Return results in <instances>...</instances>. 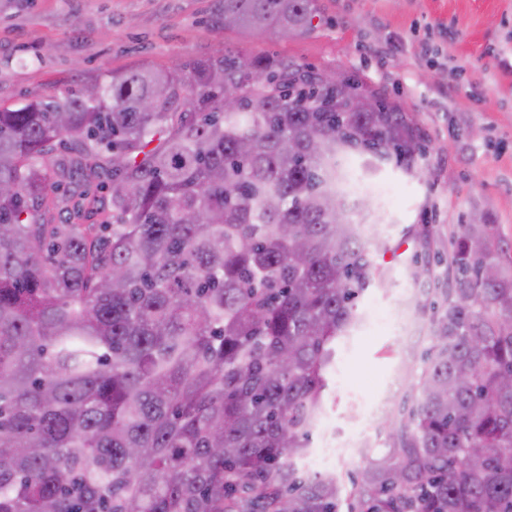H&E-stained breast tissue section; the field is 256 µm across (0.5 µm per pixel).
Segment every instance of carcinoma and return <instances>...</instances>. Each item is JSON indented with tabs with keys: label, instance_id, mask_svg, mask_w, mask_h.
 I'll list each match as a JSON object with an SVG mask.
<instances>
[{
	"label": "carcinoma",
	"instance_id": "1",
	"mask_svg": "<svg viewBox=\"0 0 512 512\" xmlns=\"http://www.w3.org/2000/svg\"><path fill=\"white\" fill-rule=\"evenodd\" d=\"M318 11L223 18L294 38ZM353 95L374 109L336 111ZM349 155L416 176L420 130L349 77L258 56L0 110V512H512V278L487 224L457 238L385 455L344 499L297 467L357 298L396 275L346 207Z\"/></svg>",
	"mask_w": 512,
	"mask_h": 512
}]
</instances>
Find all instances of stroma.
Returning a JSON list of instances; mask_svg holds the SVG:
<instances>
[{
    "label": "stroma",
    "instance_id": "obj_1",
    "mask_svg": "<svg viewBox=\"0 0 512 512\" xmlns=\"http://www.w3.org/2000/svg\"><path fill=\"white\" fill-rule=\"evenodd\" d=\"M306 36L285 39L224 27L222 0H0V106L78 90L112 71L176 70L217 50L339 71L401 103L423 134L420 173L388 166L371 176L393 287L358 299L361 323L336 342L323 418L300 463L309 476L356 481L381 458L388 432L372 424L366 457L336 461L335 437L356 429L361 403L392 413L418 403L416 375L430 357L427 309L453 285V242L463 224L495 225L501 271L512 277V0H318ZM426 228L428 237L417 236ZM428 265L412 280L406 268ZM385 317L371 328L367 318Z\"/></svg>",
    "mask_w": 512,
    "mask_h": 512
}]
</instances>
